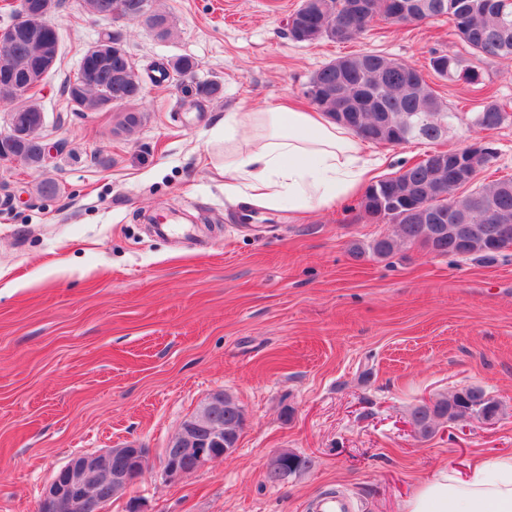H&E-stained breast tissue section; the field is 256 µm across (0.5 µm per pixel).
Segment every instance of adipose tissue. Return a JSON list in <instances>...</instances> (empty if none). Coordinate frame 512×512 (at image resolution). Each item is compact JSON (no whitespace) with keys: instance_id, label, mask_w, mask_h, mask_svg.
<instances>
[{"instance_id":"1","label":"adipose tissue","mask_w":512,"mask_h":512,"mask_svg":"<svg viewBox=\"0 0 512 512\" xmlns=\"http://www.w3.org/2000/svg\"><path fill=\"white\" fill-rule=\"evenodd\" d=\"M361 143L325 112L284 100L224 115V193L247 207L304 212L338 206L364 183ZM404 512H512V455L443 470Z\"/></svg>"}]
</instances>
